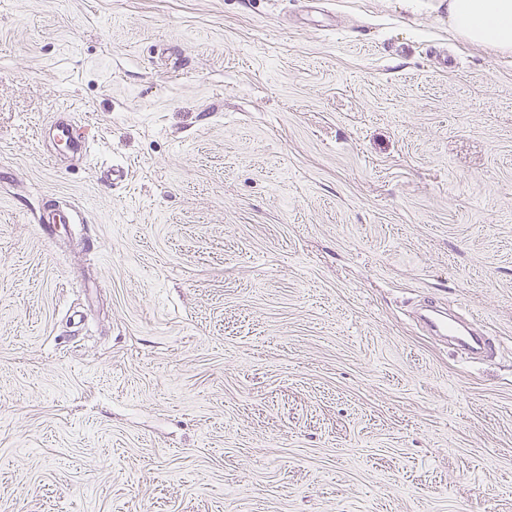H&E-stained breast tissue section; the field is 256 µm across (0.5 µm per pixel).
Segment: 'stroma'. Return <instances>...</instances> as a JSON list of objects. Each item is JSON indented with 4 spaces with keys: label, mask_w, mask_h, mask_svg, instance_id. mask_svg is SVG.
<instances>
[{
    "label": "stroma",
    "mask_w": 512,
    "mask_h": 512,
    "mask_svg": "<svg viewBox=\"0 0 512 512\" xmlns=\"http://www.w3.org/2000/svg\"><path fill=\"white\" fill-rule=\"evenodd\" d=\"M0 512H512V55L444 0H0ZM50 127L55 140L64 145L81 148L86 146L89 142V131L70 120L57 119ZM430 325L434 328L435 332H439L443 336H459L457 340L460 346L453 347L456 350L464 352H474V346L477 345V350L483 353H489L491 349L490 338L479 333V336H474L471 333L468 335H455L452 326L448 323V317L430 319Z\"/></svg>",
    "instance_id": "1"
}]
</instances>
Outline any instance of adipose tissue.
Here are the masks:
<instances>
[{"label": "adipose tissue", "instance_id": "1", "mask_svg": "<svg viewBox=\"0 0 512 512\" xmlns=\"http://www.w3.org/2000/svg\"><path fill=\"white\" fill-rule=\"evenodd\" d=\"M448 24L471 43L512 53V0H448Z\"/></svg>", "mask_w": 512, "mask_h": 512}]
</instances>
